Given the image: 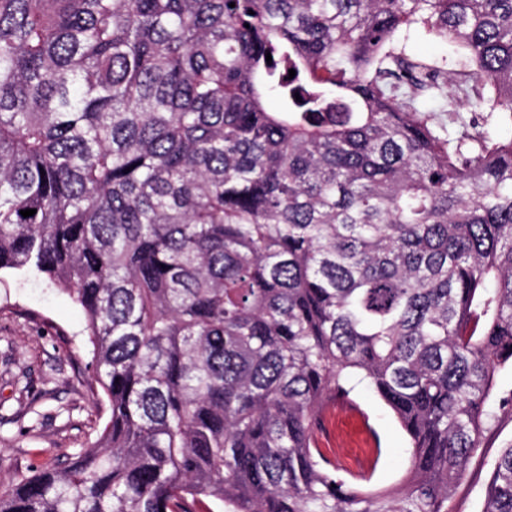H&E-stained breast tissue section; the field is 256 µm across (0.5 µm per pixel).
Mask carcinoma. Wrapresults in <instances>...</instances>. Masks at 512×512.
I'll return each mask as SVG.
<instances>
[{"mask_svg": "<svg viewBox=\"0 0 512 512\" xmlns=\"http://www.w3.org/2000/svg\"><path fill=\"white\" fill-rule=\"evenodd\" d=\"M417 23L470 69L396 51ZM457 90L512 120V0H0V271L82 307L109 411L0 512H448L512 409V139L417 108ZM354 375L398 488L313 445Z\"/></svg>", "mask_w": 512, "mask_h": 512, "instance_id": "1", "label": "carcinoma"}]
</instances>
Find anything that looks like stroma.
I'll list each match as a JSON object with an SVG mask.
<instances>
[{"label": "stroma", "instance_id": "stroma-1", "mask_svg": "<svg viewBox=\"0 0 512 512\" xmlns=\"http://www.w3.org/2000/svg\"><path fill=\"white\" fill-rule=\"evenodd\" d=\"M394 46L405 55L440 67L446 73L467 68V51L441 40L423 26L399 31ZM419 111L456 133L460 122L479 123L494 141L512 138V122L487 112H472L463 103L440 96L420 99ZM82 308L44 277L0 273V484L47 461H63L93 442L107 418L104 396L98 395L89 367ZM351 399L359 404L379 435L371 447L357 428L340 422L323 442L341 467L353 455L367 458L374 468L370 488H390L403 482L409 439L391 409L364 383L352 380ZM512 443V412L499 414L485 432L462 480L448 500L449 512H482L484 490L501 450Z\"/></svg>", "mask_w": 512, "mask_h": 512}]
</instances>
